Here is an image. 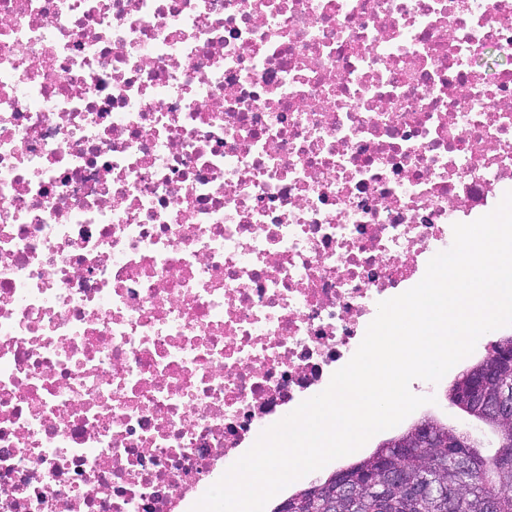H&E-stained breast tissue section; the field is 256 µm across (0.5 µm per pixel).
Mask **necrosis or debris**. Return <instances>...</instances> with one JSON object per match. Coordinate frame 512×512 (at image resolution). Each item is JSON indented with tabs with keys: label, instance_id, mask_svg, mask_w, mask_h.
<instances>
[{
	"label": "necrosis or debris",
	"instance_id": "obj_1",
	"mask_svg": "<svg viewBox=\"0 0 512 512\" xmlns=\"http://www.w3.org/2000/svg\"><path fill=\"white\" fill-rule=\"evenodd\" d=\"M512 0H0V512H190L512 189Z\"/></svg>",
	"mask_w": 512,
	"mask_h": 512
}]
</instances>
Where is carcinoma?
<instances>
[{"label":"carcinoma","instance_id":"obj_1","mask_svg":"<svg viewBox=\"0 0 512 512\" xmlns=\"http://www.w3.org/2000/svg\"><path fill=\"white\" fill-rule=\"evenodd\" d=\"M512 447L497 448L485 455L474 442L466 448H407L381 446L371 457L386 456L397 475L439 488L434 497H411L399 487L371 484L363 466L364 458L331 475L345 474L350 487L335 484V512H512V467L500 466L504 453Z\"/></svg>","mask_w":512,"mask_h":512}]
</instances>
